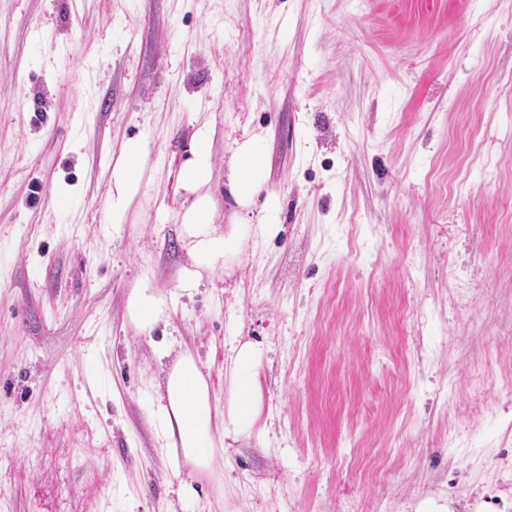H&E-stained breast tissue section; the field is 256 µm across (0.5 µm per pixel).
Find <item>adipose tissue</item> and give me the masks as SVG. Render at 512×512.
<instances>
[{"mask_svg": "<svg viewBox=\"0 0 512 512\" xmlns=\"http://www.w3.org/2000/svg\"><path fill=\"white\" fill-rule=\"evenodd\" d=\"M214 129L209 122L199 123L193 131L189 156L182 163L178 183L192 200L176 212L181 224L192 265L183 269L176 291L158 292L148 276H141L126 303V318L139 332L149 333L159 324L168 323L182 297L193 296L203 271L214 270L226 255L238 251L242 241L254 236L274 237L280 230L275 221L277 200H268L258 224H239L225 235L215 227V208L205 188L209 184L213 162L211 143ZM230 192L240 206H249L259 192L267 172V154L260 139L241 143L230 162ZM156 171L148 163L143 138L131 137L120 142L112 152L109 182L110 222L113 235H120L133 202L143 183L152 181ZM159 358H171L165 371V388L155 410V449L167 460L178 480V495L197 500L200 490L182 479L183 471L207 472L224 449L227 438L250 430L260 415L261 390L257 377L256 352L252 343L232 345L226 361L231 391L227 403L212 394L198 358L188 352L170 356L160 348Z\"/></svg>", "mask_w": 512, "mask_h": 512, "instance_id": "obj_1", "label": "adipose tissue"}]
</instances>
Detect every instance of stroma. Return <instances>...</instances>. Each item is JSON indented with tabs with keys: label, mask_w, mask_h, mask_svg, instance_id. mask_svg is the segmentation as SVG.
Returning a JSON list of instances; mask_svg holds the SVG:
<instances>
[{
	"label": "stroma",
	"mask_w": 512,
	"mask_h": 512,
	"mask_svg": "<svg viewBox=\"0 0 512 512\" xmlns=\"http://www.w3.org/2000/svg\"><path fill=\"white\" fill-rule=\"evenodd\" d=\"M204 119L218 223L272 196L281 229L143 336L139 276L168 293L192 263L171 214ZM256 135L244 208L227 163ZM135 136L157 177L107 238L105 160ZM236 337L261 415L185 501L154 448L156 350L195 353L223 402ZM428 499L512 512V0H0V512ZM230 193L240 206H249L267 172V154L258 138L241 143L230 162Z\"/></svg>",
	"instance_id": "35a3bbf8"
}]
</instances>
